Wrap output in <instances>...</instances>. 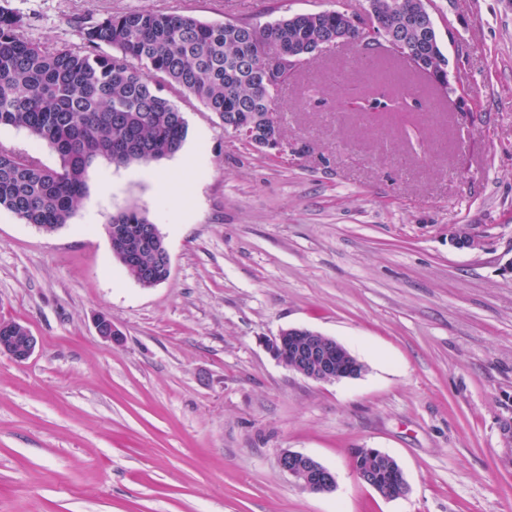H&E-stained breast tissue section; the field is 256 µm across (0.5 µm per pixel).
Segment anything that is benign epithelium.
Returning <instances> with one entry per match:
<instances>
[{"label": "benign epithelium", "instance_id": "7a95c632", "mask_svg": "<svg viewBox=\"0 0 512 512\" xmlns=\"http://www.w3.org/2000/svg\"><path fill=\"white\" fill-rule=\"evenodd\" d=\"M112 234V255L129 254L127 233L119 224L106 228ZM144 240L163 253H168L158 226L149 224L144 228ZM97 335L105 342H117L120 331L105 315L95 321ZM38 340L27 326L12 323L0 331V355L22 363L35 352ZM267 348L275 360L287 369L320 382H335L354 379L362 374V362L335 339L319 332L300 327L283 329L278 336L267 342ZM373 457L388 463L392 472L389 482H377L372 472L357 470V478L374 489L385 499L403 497L408 492V483L399 464L388 453L371 448ZM280 470L291 477L303 489L311 493H326L336 489V473L310 456L285 451L278 458Z\"/></svg>", "mask_w": 512, "mask_h": 512}]
</instances>
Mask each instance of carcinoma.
Returning <instances> with one entry per match:
<instances>
[{
	"mask_svg": "<svg viewBox=\"0 0 512 512\" xmlns=\"http://www.w3.org/2000/svg\"><path fill=\"white\" fill-rule=\"evenodd\" d=\"M367 17L388 36L404 41L419 59L414 71L433 92L448 93V58L421 0H369ZM29 23L0 6V127L26 130L48 144L60 165L50 168L29 154L0 147V208L26 224L54 230L67 223L86 193V173L97 159L117 166L158 161L177 153L187 127L167 87L191 96L229 124H245L262 141L283 138L274 102L295 73L269 64L272 47L306 62L327 42L361 43L343 11L297 14L265 26L206 23L149 9L106 14L82 26L80 43L56 49L32 42ZM118 51H98L101 45ZM426 91L409 88L384 102L368 95L361 113L411 112ZM150 223L135 208L109 224ZM141 280L152 269L157 283L169 277L160 251L145 249L124 265ZM355 469L384 481L387 465L358 448Z\"/></svg>",
	"mask_w": 512,
	"mask_h": 512,
	"instance_id": "1",
	"label": "carcinoma"
}]
</instances>
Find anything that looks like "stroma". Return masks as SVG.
Here are the masks:
<instances>
[{
    "mask_svg": "<svg viewBox=\"0 0 512 512\" xmlns=\"http://www.w3.org/2000/svg\"><path fill=\"white\" fill-rule=\"evenodd\" d=\"M342 3L0 0L59 49L130 9L263 24ZM427 8L456 89L430 113L342 111L362 91L359 50L328 46L278 93L286 154L183 100L180 153L96 160L61 228L0 210V321L38 339L25 362L0 356V512H512V0ZM132 207L171 257L149 288L104 230ZM460 228L481 248L455 247ZM101 314L122 342L101 341ZM289 327L336 339L364 372L286 369L266 341ZM356 448L394 457L408 493L361 483ZM285 451L333 470L335 490L295 484Z\"/></svg>",
    "mask_w": 512,
    "mask_h": 512,
    "instance_id": "stroma-1",
    "label": "stroma"
}]
</instances>
